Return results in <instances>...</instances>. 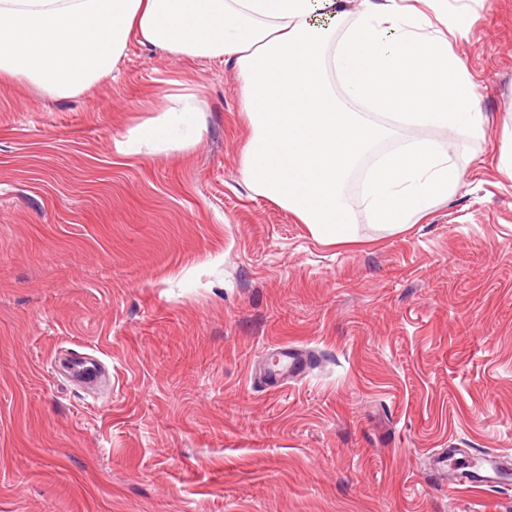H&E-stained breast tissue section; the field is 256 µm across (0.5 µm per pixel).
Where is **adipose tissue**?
Returning <instances> with one entry per match:
<instances>
[{
	"label": "adipose tissue",
	"instance_id": "obj_1",
	"mask_svg": "<svg viewBox=\"0 0 512 512\" xmlns=\"http://www.w3.org/2000/svg\"><path fill=\"white\" fill-rule=\"evenodd\" d=\"M324 0H0V77L51 97L111 75L130 38L176 56L233 62L252 138L242 174L327 244L355 242L344 185L377 144L364 202L401 231L453 194L457 143L412 136L434 126L485 134L476 86L452 52L465 37L464 0H360L342 30ZM163 118L129 129L121 151L192 139L198 100L175 97Z\"/></svg>",
	"mask_w": 512,
	"mask_h": 512
}]
</instances>
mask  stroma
<instances>
[{"mask_svg": "<svg viewBox=\"0 0 512 512\" xmlns=\"http://www.w3.org/2000/svg\"><path fill=\"white\" fill-rule=\"evenodd\" d=\"M467 2L486 134L400 232L355 169L347 246L244 183L231 64L133 38L75 96L0 79V512H512L447 482L512 460V0ZM182 93L194 142L119 153Z\"/></svg>", "mask_w": 512, "mask_h": 512, "instance_id": "obj_1", "label": "stroma"}]
</instances>
